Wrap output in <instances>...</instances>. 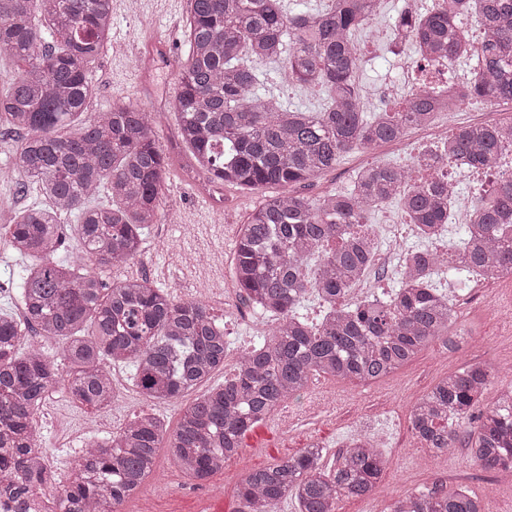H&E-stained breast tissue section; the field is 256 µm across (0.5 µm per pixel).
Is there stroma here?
I'll list each match as a JSON object with an SVG mask.
<instances>
[{
    "instance_id": "1",
    "label": "stroma",
    "mask_w": 512,
    "mask_h": 512,
    "mask_svg": "<svg viewBox=\"0 0 512 512\" xmlns=\"http://www.w3.org/2000/svg\"><path fill=\"white\" fill-rule=\"evenodd\" d=\"M126 2L112 0V41L91 66L94 94L90 109L99 112L118 101L161 108L160 141L171 160L162 200L163 219L151 226L141 253L131 264L104 270L102 278L112 284L144 277L173 296L201 301L223 321L230 345L237 347L242 337L268 335L274 327L273 321L256 313L241 317L243 302L230 276L239 228L262 195L209 182L196 169L190 151L176 145L179 115L166 111L164 105L175 93L186 57L182 35L187 0H141L135 15L128 11ZM407 2L383 0L374 22L383 30V37H373L366 29L354 32L352 39L360 52L358 87L379 89L385 77L394 72L399 56H414V45L394 43L385 35ZM265 70L270 86L289 104L310 111L325 107L327 95L321 87L304 88L289 81L278 64L266 65ZM18 144V134L0 128L2 233L19 211L40 201L36 189L20 188L17 177L5 170ZM371 160L394 166L411 164L410 158L400 157L386 144L366 153L355 150L344 154L335 169L300 187L299 192L315 199L349 189L356 169ZM460 319L466 341L474 345L470 357L450 355L436 343L398 373L373 384L314 376L300 399L287 402V429H279L277 417L267 420L271 440L266 447L242 446L223 471L198 484L178 470L167 452H160L154 476L139 498L124 503L125 512H137L143 506L148 512H198L204 500H220L237 507V488L245 473L295 456L313 443L324 449V466L333 467L354 424L365 422L368 407L378 400L389 404L391 413L375 422L370 432L384 461L376 498L343 499L337 505L338 512H389L398 497L437 484L448 491L467 486L482 499L488 512H512V482L476 467L466 443H459L451 452L438 453L427 448L411 430L415 402L464 362L498 369L495 387L488 390L486 402L494 401L498 388L512 384V283L494 280L481 300L461 310ZM112 377L116 396L108 408L92 409L63 391L43 405L38 429L46 443V465L57 478L65 477L68 455L87 437V421L99 419L97 434L101 437L111 436L142 414L159 415L172 427L181 410L196 397L191 390L171 401L153 402L132 385L128 367H114Z\"/></svg>"
}]
</instances>
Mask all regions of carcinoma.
I'll return each instance as SVG.
<instances>
[{"label":"carcinoma","instance_id":"1","mask_svg":"<svg viewBox=\"0 0 512 512\" xmlns=\"http://www.w3.org/2000/svg\"><path fill=\"white\" fill-rule=\"evenodd\" d=\"M380 0H331L323 10H284L283 0H188V52L168 109L180 114L177 139L214 181L250 192L278 185L243 224L231 278L241 299L275 321L270 337L242 352L224 384L199 394L172 434L164 422L142 415L87 445L59 490L56 510L44 487L48 471L34 415L58 389L96 409L115 397L112 367H133L132 381L151 401H168L224 366V326L194 300H178L146 279L107 286L99 271L140 253L144 230L158 222L165 192L167 152L153 113L115 103L77 127L92 94L88 65L112 35V0H0V51L17 63L0 93V123L24 132L8 167L35 186L43 203L21 211L9 225L8 246L38 259L12 281L23 313L0 312V496L16 512H119L154 472L158 449L186 476L204 481L238 455L247 431L283 402L300 395L314 375L375 382L410 362L434 342L457 335L454 300L434 288L432 270L448 267L465 286L468 273L486 279L512 272V175H499L479 191L474 221L452 254L412 250L415 273L400 287L359 303L337 304L371 261L368 213L401 202L421 237L448 224L444 158L493 171L512 150V124H474L428 150L430 176L416 184L399 166L370 162L350 189L309 199L287 190L336 168L353 150H368L472 102L512 107V0H448L413 18L394 19L397 42H410L423 58H459L460 17L483 29L479 66L445 96L418 92L400 108L370 119L356 87L359 58L352 32L370 24ZM278 63L288 79L323 85L330 103L319 112L288 106L261 91L263 66ZM105 191L108 203L96 202ZM82 243L81 256L58 257L62 222ZM317 257L312 271L307 260ZM309 295L329 305L320 322L298 312ZM92 331L83 333L85 324ZM65 340L61 356L21 351L28 333ZM494 372L480 363L448 373L421 397L411 427L442 453L465 440L486 470L512 462V386L493 404L484 396ZM479 412V427H461ZM323 451L305 448L291 458L249 472L238 488L245 512H275L291 497L297 512H336L343 498L377 492L383 462L365 438L349 446L336 466L322 468ZM390 512H484L467 487H433L398 499Z\"/></svg>","mask_w":512,"mask_h":512}]
</instances>
